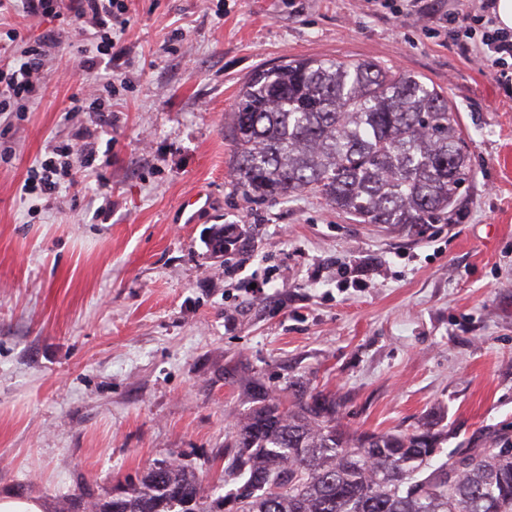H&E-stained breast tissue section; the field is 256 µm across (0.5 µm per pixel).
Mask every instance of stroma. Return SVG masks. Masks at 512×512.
<instances>
[{
    "mask_svg": "<svg viewBox=\"0 0 512 512\" xmlns=\"http://www.w3.org/2000/svg\"><path fill=\"white\" fill-rule=\"evenodd\" d=\"M129 24L93 70L46 63L28 111L0 116V494L43 512L111 498L158 462L224 473V436L262 390L331 396L351 432L448 429L449 447L512 438V81L478 66L490 0H124ZM471 13L461 47L429 37ZM57 27L13 10L11 29ZM372 59L442 88L470 147L447 220L415 233L362 224L304 192L276 204L233 186L224 116L249 76L293 58ZM111 100L96 161L46 196L45 152L94 127L70 99ZM204 189L191 218L183 199ZM238 241L213 256L214 225ZM271 283L263 299L242 285Z\"/></svg>",
    "mask_w": 512,
    "mask_h": 512,
    "instance_id": "obj_1",
    "label": "stroma"
}]
</instances>
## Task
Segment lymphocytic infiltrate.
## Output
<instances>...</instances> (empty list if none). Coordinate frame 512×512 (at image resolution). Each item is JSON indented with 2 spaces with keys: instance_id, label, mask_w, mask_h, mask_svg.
Returning a JSON list of instances; mask_svg holds the SVG:
<instances>
[{
  "instance_id": "lymphocytic-infiltrate-1",
  "label": "lymphocytic infiltrate",
  "mask_w": 512,
  "mask_h": 512,
  "mask_svg": "<svg viewBox=\"0 0 512 512\" xmlns=\"http://www.w3.org/2000/svg\"><path fill=\"white\" fill-rule=\"evenodd\" d=\"M23 10L34 18L57 20L59 27L50 35L29 40L20 31H12L11 39L22 50L13 65L0 68V112H23L33 103L43 88L44 70L48 56L69 38L72 32L92 33L97 50L112 46L114 30L124 29L128 23L124 0H21ZM76 142H62L53 146L50 157L40 163L39 186L51 194L60 183L73 181L74 174L68 162L78 154L84 166L95 160L96 132L79 129Z\"/></svg>"
}]
</instances>
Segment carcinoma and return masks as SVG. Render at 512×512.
<instances>
[{"label": "carcinoma", "mask_w": 512, "mask_h": 512, "mask_svg": "<svg viewBox=\"0 0 512 512\" xmlns=\"http://www.w3.org/2000/svg\"><path fill=\"white\" fill-rule=\"evenodd\" d=\"M231 175L267 203L314 191L363 224L422 228L450 211L470 177L469 144L444 91L367 60L292 59L255 73L224 121ZM217 493L162 463L101 500L61 512H512V444L444 451L448 434L350 433L336 401L254 395L226 436ZM233 507H227V503Z\"/></svg>", "instance_id": "cac0c4a2"}]
</instances>
